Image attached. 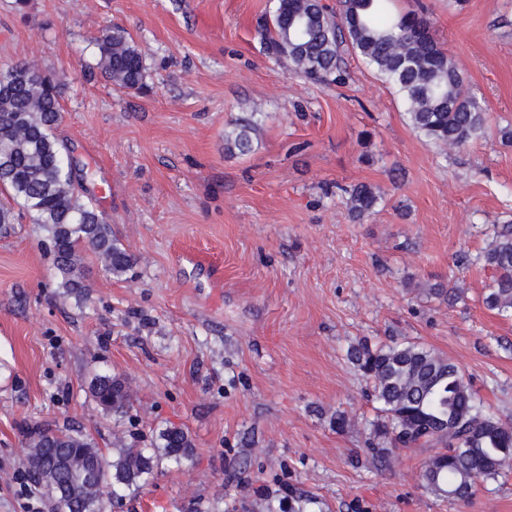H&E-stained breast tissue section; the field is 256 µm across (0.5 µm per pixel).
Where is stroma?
<instances>
[{"label":"stroma","mask_w":512,"mask_h":512,"mask_svg":"<svg viewBox=\"0 0 512 512\" xmlns=\"http://www.w3.org/2000/svg\"><path fill=\"white\" fill-rule=\"evenodd\" d=\"M271 5L0 0V69L35 61L60 84L56 136L137 257L116 279L86 256L78 298L27 216L0 236V512L43 505L24 450L43 422L107 454L119 436L191 438V457L109 512H512V471L458 508L422 484L432 449L372 456L377 411L347 358L361 340L422 343L512 422V317L483 306L492 272L474 261L487 227L512 222V144L497 135L512 124V0H394L426 10L490 116L484 138L445 154L362 60L329 85L269 58L257 21ZM115 25L143 55L147 93L97 66L95 40ZM243 112L262 121L232 156L224 131ZM359 182L383 200L358 222L334 187ZM439 282L461 287L455 304L428 296ZM105 374L134 393L123 418L89 391Z\"/></svg>","instance_id":"35a3bbf8"}]
</instances>
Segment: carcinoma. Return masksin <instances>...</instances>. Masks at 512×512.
I'll return each mask as SVG.
<instances>
[{"label": "carcinoma", "instance_id": "carcinoma-1", "mask_svg": "<svg viewBox=\"0 0 512 512\" xmlns=\"http://www.w3.org/2000/svg\"><path fill=\"white\" fill-rule=\"evenodd\" d=\"M388 0H274L258 22L265 51L286 71L316 83L344 81V55L352 52L385 78L400 95L411 128L443 153L481 138L488 113L466 84L461 67L414 13L397 17ZM101 72L127 92L144 87L143 56L124 29L114 27L97 40ZM62 91L37 65L24 62L0 71V192L18 204L42 233V244L59 273V287L81 296L82 270L92 254L110 276L120 278L137 263L112 234V226L92 200L79 194L69 154L54 130L61 120ZM258 113L230 121L224 134L228 154L252 150ZM355 220L381 201L372 185L342 189ZM493 270L482 297L485 308L512 316V223L494 225L487 248L475 258ZM349 360L373 383L371 400L380 416L370 423L369 447L435 448L424 466V487L462 507L476 489L512 470V423L487 409L461 369L448 357L414 342L370 346L359 343ZM90 391L116 416L132 396L112 375L95 377ZM161 446L120 444L107 459L88 435L47 424L28 433V480L44 490L50 512H60L69 487L80 489L69 512H106L120 491L140 487L166 461L180 466L192 452L187 433L169 428Z\"/></svg>", "mask_w": 512, "mask_h": 512}]
</instances>
